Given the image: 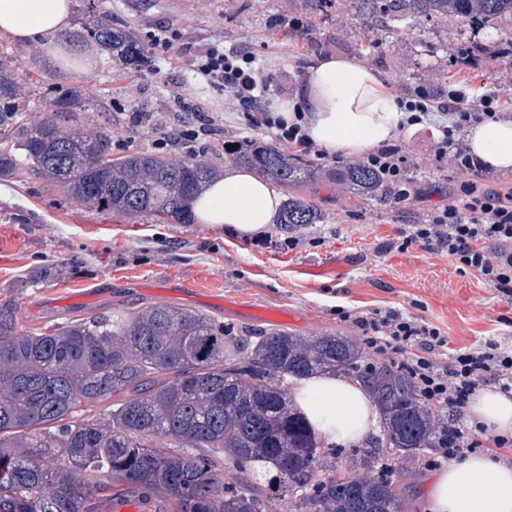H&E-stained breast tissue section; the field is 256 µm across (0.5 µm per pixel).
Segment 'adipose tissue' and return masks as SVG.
Listing matches in <instances>:
<instances>
[{
	"label": "adipose tissue",
	"mask_w": 512,
	"mask_h": 512,
	"mask_svg": "<svg viewBox=\"0 0 512 512\" xmlns=\"http://www.w3.org/2000/svg\"><path fill=\"white\" fill-rule=\"evenodd\" d=\"M72 0H0V35L49 47L54 65L79 75L95 63L74 44ZM284 114L299 113L310 141L331 153L361 157L390 142L409 114L398 103L383 74L358 59L326 55L304 70ZM468 150L494 170L512 169V119L471 126ZM281 192L248 169L228 167L192 203L200 224L226 225L243 236L263 233L276 223ZM291 399L327 446L362 443L377 427L380 413L362 384L344 375L299 379ZM471 421L492 433H512V398L486 387L469 407ZM432 512H512V463L495 453L467 455L434 476Z\"/></svg>",
	"instance_id": "obj_1"
}]
</instances>
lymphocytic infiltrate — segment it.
Instances as JSON below:
<instances>
[{
	"instance_id": "lymphocytic-infiltrate-1",
	"label": "lymphocytic infiltrate",
	"mask_w": 512,
	"mask_h": 512,
	"mask_svg": "<svg viewBox=\"0 0 512 512\" xmlns=\"http://www.w3.org/2000/svg\"><path fill=\"white\" fill-rule=\"evenodd\" d=\"M199 71L224 91L230 102L238 103L248 126L274 130L277 140L299 147L301 152L325 158L302 133L297 122L273 113L261 101L258 71L251 53L212 49L206 52ZM498 91L485 96L483 110L464 108L465 91L452 90L447 102L435 101L428 91L404 101L415 122L435 117L439 132L436 159L450 158L465 173L457 194L448 206L437 209L426 223L399 228L394 245L405 251L417 245L445 253L459 270H472L504 299L512 300V187L492 181L490 171L461 147L458 136L465 127L496 119L493 108ZM367 165L377 168L397 187L396 198L410 200L416 192L407 175V159L397 145H386L367 154ZM371 358L390 362L404 370L414 382L419 398L434 410L447 413L448 442L443 458L451 460L483 446L484 428L471 422L466 411L472 397L483 386L495 385L512 394V341L490 339L483 345L455 352L448 338L424 318L397 309L377 311L355 319Z\"/></svg>"
}]
</instances>
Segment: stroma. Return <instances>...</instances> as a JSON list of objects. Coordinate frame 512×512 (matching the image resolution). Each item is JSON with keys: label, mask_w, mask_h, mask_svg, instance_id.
<instances>
[{"label": "stroma", "mask_w": 512, "mask_h": 512, "mask_svg": "<svg viewBox=\"0 0 512 512\" xmlns=\"http://www.w3.org/2000/svg\"><path fill=\"white\" fill-rule=\"evenodd\" d=\"M111 12L147 45L144 62L128 66L84 29L90 16ZM76 43L97 63L78 78L52 64L43 46L0 37V58L18 78L20 123L0 130V149H10L23 130L51 108L60 92H84L78 125L108 138L113 157L160 151L178 159L190 149L179 141L157 149L161 133L182 118L212 119L215 132L205 160L216 170L229 165V145L271 142L263 128L246 125L224 93L196 74L209 49L243 47L267 77L259 93L270 108L292 98L305 66L320 55H350L381 72L399 97L421 89L445 100L466 87L469 108H479L489 90L512 88V65L490 52L512 45V20L419 19L409 29L381 27L358 16L352 0H334L328 11L313 0H74ZM175 38L180 54L168 58L154 38ZM433 125L405 128L397 137L407 157L418 198L378 204L347 192L334 180L299 189L317 204L323 221L291 233L270 225L258 238L223 227L172 224L143 213L127 215L79 203L26 168L0 179V303L18 306L22 330L36 332L76 318L168 303L218 319L235 336L273 329L310 337L336 331L360 338L353 316L396 308L418 310L444 332L453 349L512 335V301L475 272L460 271L443 253L418 246L393 248L396 230L427 219L452 198L460 175L433 155ZM89 294L76 303L72 294ZM258 306L283 311L271 323L254 315ZM351 320H344L342 311ZM383 430L356 446H324V463L347 475L385 478L403 512H431L428 460L438 449L413 459L384 451Z\"/></svg>", "instance_id": "obj_1"}]
</instances>
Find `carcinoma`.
I'll list each match as a JSON object with an SVG mask.
<instances>
[{
  "mask_svg": "<svg viewBox=\"0 0 512 512\" xmlns=\"http://www.w3.org/2000/svg\"><path fill=\"white\" fill-rule=\"evenodd\" d=\"M359 12L380 11L395 28L421 17L468 21L509 17L512 0H355ZM91 37L128 64L144 46L108 14ZM16 78L0 61V128L13 125ZM82 92L56 100L52 115L24 129L18 149L26 169L63 194L102 210L148 212L191 224L187 202L216 171L196 156L172 160L138 152L112 159L106 139L74 124ZM233 161L294 188L320 178L315 162L270 145L246 143ZM19 167L0 151V177ZM355 196L386 202L394 195L366 164L334 172ZM307 199L288 195L278 223L319 224ZM360 350L343 333L301 338L286 331L255 343L225 333L203 314L169 304L73 319L23 332L13 303L0 304V512H104L108 501L161 503L154 512H264L253 483L226 481L224 456L247 471L272 466L298 512H402L380 479L327 477L310 485L320 446L288 399L285 381L358 370ZM379 407L392 454L439 446L435 413L409 377L383 368L362 377ZM106 414H101V411Z\"/></svg>",
  "mask_w": 512,
  "mask_h": 512,
  "instance_id": "1",
  "label": "carcinoma"
}]
</instances>
